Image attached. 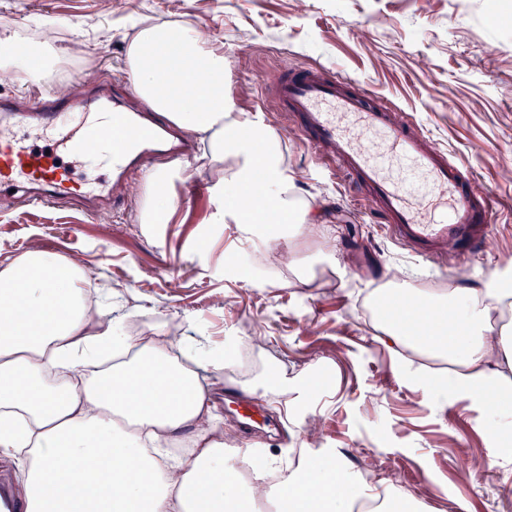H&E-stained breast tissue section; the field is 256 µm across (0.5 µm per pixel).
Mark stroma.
I'll return each instance as SVG.
<instances>
[{
    "mask_svg": "<svg viewBox=\"0 0 512 512\" xmlns=\"http://www.w3.org/2000/svg\"><path fill=\"white\" fill-rule=\"evenodd\" d=\"M0 0V30L34 35L40 21L61 31V58L45 62L53 86L80 92L125 67L129 25L179 23L206 28L228 62L243 109L264 116L304 199L322 197L327 242L299 240V256L331 251L335 272L271 271L264 244L234 224H215L214 172L196 161L176 167L174 204L164 224H141L138 204L106 213L75 207L30 210L0 195V253L32 246L82 264L98 289L115 290L138 329L180 325L186 342L238 354L242 339L263 333L269 354L289 377L315 374L313 395L292 413L265 406L283 421L271 448L255 445L232 415L230 445L273 452L296 448L337 455L352 471L375 455L396 467L397 482L427 512H512L504 470L480 456L494 447L490 426L469 401L441 405L406 380L388 344L361 311L364 297L388 280L431 289L479 282L512 265V0ZM309 65L339 71L424 132L478 177L493 204L492 232L462 265L417 266L375 221L370 197L350 201L319 173L315 151L297 127L283 124L269 101L273 73Z\"/></svg>",
    "mask_w": 512,
    "mask_h": 512,
    "instance_id": "stroma-1",
    "label": "stroma"
}]
</instances>
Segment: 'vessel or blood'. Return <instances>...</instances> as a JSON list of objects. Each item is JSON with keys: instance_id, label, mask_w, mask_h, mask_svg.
I'll return each instance as SVG.
<instances>
[{"instance_id": "b4317fda", "label": "vessel or blood", "mask_w": 512, "mask_h": 512, "mask_svg": "<svg viewBox=\"0 0 512 512\" xmlns=\"http://www.w3.org/2000/svg\"><path fill=\"white\" fill-rule=\"evenodd\" d=\"M270 88L318 161L334 167L354 196L369 194L398 246L437 261L448 243L463 259L488 240L489 198L472 191V173L412 121L322 68L279 74ZM29 94L24 111L0 95V190H18L24 207L67 198L92 211L118 207L129 179L193 152L174 125L136 104L134 92L103 85L71 103L36 87Z\"/></svg>"}]
</instances>
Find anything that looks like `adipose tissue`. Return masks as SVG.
<instances>
[{
  "label": "adipose tissue",
  "instance_id": "1",
  "mask_svg": "<svg viewBox=\"0 0 512 512\" xmlns=\"http://www.w3.org/2000/svg\"><path fill=\"white\" fill-rule=\"evenodd\" d=\"M226 58L196 26L156 25L130 42L126 65L136 94L205 145L201 166L225 164L214 182L216 224L270 238L319 231L311 204L297 194L280 137L240 109L224 79ZM172 179L150 175L140 223L166 218ZM80 264L33 247L0 262V455L15 467L24 512H424L402 486L347 475L340 461L311 458L278 494L265 475L271 458L238 467L224 440L218 404L204 382L237 372L238 358L207 340L177 356L179 337L159 329L131 334L123 317L89 302ZM382 335L455 365L448 397L505 419L512 379V275L495 273L451 293L399 294ZM241 390L290 407L312 384L289 391L283 367ZM185 448L182 456L174 448Z\"/></svg>",
  "mask_w": 512,
  "mask_h": 512
}]
</instances>
